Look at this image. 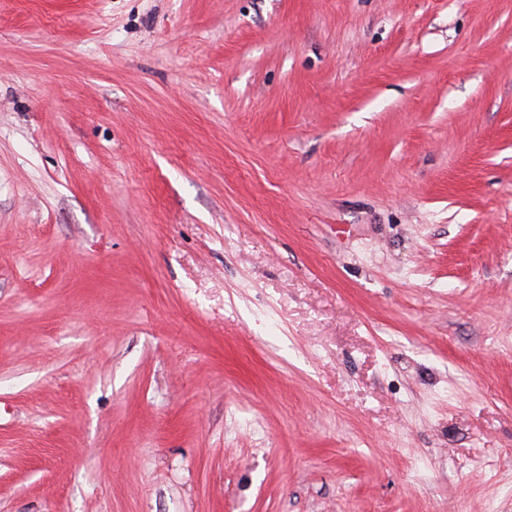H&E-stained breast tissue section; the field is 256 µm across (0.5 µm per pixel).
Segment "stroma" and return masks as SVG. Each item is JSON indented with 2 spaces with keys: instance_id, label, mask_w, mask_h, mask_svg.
I'll use <instances>...</instances> for the list:
<instances>
[{
  "instance_id": "1",
  "label": "stroma",
  "mask_w": 512,
  "mask_h": 512,
  "mask_svg": "<svg viewBox=\"0 0 512 512\" xmlns=\"http://www.w3.org/2000/svg\"><path fill=\"white\" fill-rule=\"evenodd\" d=\"M0 512H512V0H0Z\"/></svg>"
}]
</instances>
